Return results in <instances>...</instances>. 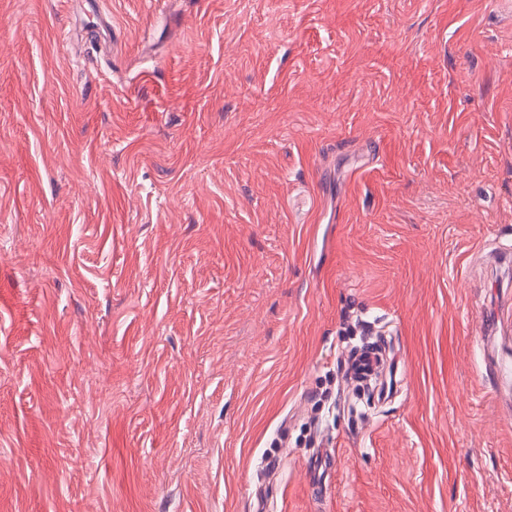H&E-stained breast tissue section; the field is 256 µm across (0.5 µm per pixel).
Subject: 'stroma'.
<instances>
[{"label":"stroma","instance_id":"1","mask_svg":"<svg viewBox=\"0 0 512 512\" xmlns=\"http://www.w3.org/2000/svg\"><path fill=\"white\" fill-rule=\"evenodd\" d=\"M0 512H512V0H0ZM381 365L382 358L378 350L368 346L348 362L346 376L360 381L378 371Z\"/></svg>","mask_w":512,"mask_h":512}]
</instances>
